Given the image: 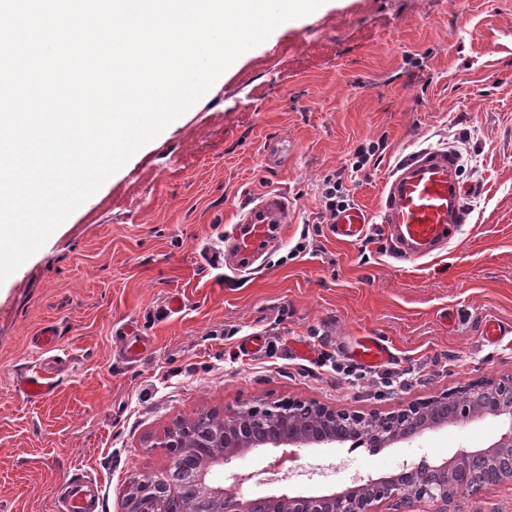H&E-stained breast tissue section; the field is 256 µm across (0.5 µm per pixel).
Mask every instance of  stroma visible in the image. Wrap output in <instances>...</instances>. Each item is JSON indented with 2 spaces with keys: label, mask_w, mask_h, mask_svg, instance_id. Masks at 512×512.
<instances>
[{
  "label": "stroma",
  "mask_w": 512,
  "mask_h": 512,
  "mask_svg": "<svg viewBox=\"0 0 512 512\" xmlns=\"http://www.w3.org/2000/svg\"><path fill=\"white\" fill-rule=\"evenodd\" d=\"M376 142L364 170L355 149ZM449 147L477 186L446 247L396 259L379 202L408 154ZM343 171L347 203L370 222L336 241L320 192ZM269 189L294 204L279 245L251 270L214 268L240 205ZM303 252H296L298 243ZM182 309L166 315L171 296ZM512 0H335L244 52L190 112L143 146L0 283V512H59L63 482L101 486L100 512H123L130 481L167 465L156 439L175 422L278 400L386 415L470 383L512 379ZM148 346L117 354L125 324ZM54 327L55 353L34 336ZM376 336L393 358L352 386L323 354L346 359ZM249 337L264 342L244 355ZM52 394L18 381L40 361ZM408 372L389 391L386 372ZM485 417L375 451L295 449L289 482L256 477L273 450L215 468L253 473L244 496L327 491L421 457L483 448ZM458 512H512V486L465 492Z\"/></svg>",
  "instance_id": "obj_1"
}]
</instances>
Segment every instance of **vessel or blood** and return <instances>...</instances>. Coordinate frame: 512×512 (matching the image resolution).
I'll return each instance as SVG.
<instances>
[{
  "label": "vessel or blood",
  "instance_id": "vessel-or-blood-1",
  "mask_svg": "<svg viewBox=\"0 0 512 512\" xmlns=\"http://www.w3.org/2000/svg\"><path fill=\"white\" fill-rule=\"evenodd\" d=\"M465 194L459 157L454 151L427 148L410 153L383 187L382 220L392 230L394 252L408 259L419 258L451 242L467 220ZM291 211L292 203L281 190L266 191L239 210L236 231L228 238V251L239 269L250 267L260 253L280 240ZM368 222L366 210L351 206L337 211L330 231L338 241L354 242L363 237ZM225 252H211L209 263L223 266ZM351 355L368 368L385 364L393 357L389 346L375 336L363 337ZM21 388L29 400L46 398L51 392L47 369L40 367L24 376ZM66 485L68 493L59 502L61 512H94L92 491L74 478Z\"/></svg>",
  "mask_w": 512,
  "mask_h": 512
}]
</instances>
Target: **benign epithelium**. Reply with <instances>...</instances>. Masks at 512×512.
Wrapping results in <instances>:
<instances>
[{
	"label": "benign epithelium",
	"mask_w": 512,
	"mask_h": 512,
	"mask_svg": "<svg viewBox=\"0 0 512 512\" xmlns=\"http://www.w3.org/2000/svg\"><path fill=\"white\" fill-rule=\"evenodd\" d=\"M508 390L494 381L477 382L461 391L468 399L462 412L434 415L423 412L418 426L396 429L393 420L399 414L353 415L352 429L365 430L374 447L384 448L397 442H411L424 431L444 425L467 422L491 415L504 419L505 430L491 445L474 451H459L451 458L425 471L403 467L397 475L368 479L339 490L325 493L271 494L269 512H377L375 506L386 504L385 512H415L417 503L433 506L429 512H451L455 498L466 492L465 478L470 471L490 459L500 462L501 471L490 484L512 485V383ZM308 407L317 411L323 428L309 431L305 422L294 417L297 404L268 402L248 409H234L218 417V429L195 438L190 447L180 426L164 431L156 444L167 451L168 463L158 476L137 478L125 498L124 512H147L146 504L163 497L168 512H252L249 499L222 486L206 483L210 468L259 448L273 447L281 454L267 463L265 471H273L291 459L290 448L310 443H336L333 428L341 416L338 410L315 403Z\"/></svg>",
	"instance_id": "1"
}]
</instances>
